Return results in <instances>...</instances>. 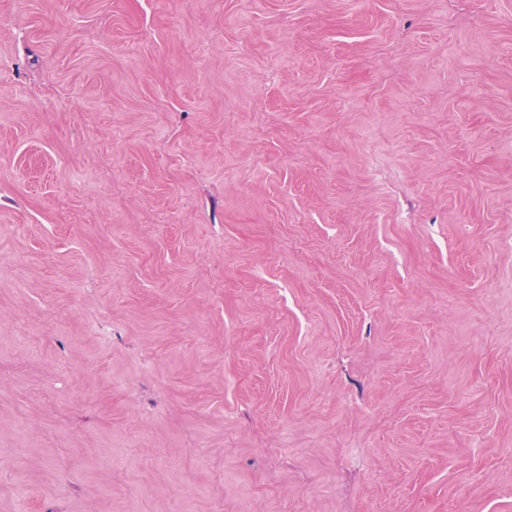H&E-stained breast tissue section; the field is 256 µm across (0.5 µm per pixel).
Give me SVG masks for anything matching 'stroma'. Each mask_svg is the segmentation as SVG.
<instances>
[{"label":"stroma","instance_id":"stroma-1","mask_svg":"<svg viewBox=\"0 0 512 512\" xmlns=\"http://www.w3.org/2000/svg\"><path fill=\"white\" fill-rule=\"evenodd\" d=\"M0 512H512V0H0Z\"/></svg>","mask_w":512,"mask_h":512}]
</instances>
